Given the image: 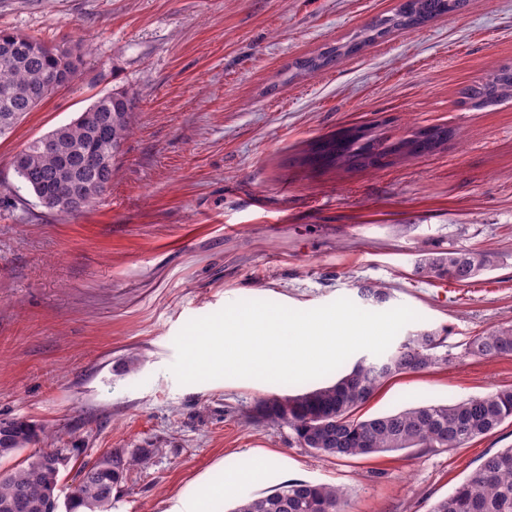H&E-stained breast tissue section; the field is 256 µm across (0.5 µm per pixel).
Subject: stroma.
<instances>
[{
	"mask_svg": "<svg viewBox=\"0 0 512 512\" xmlns=\"http://www.w3.org/2000/svg\"><path fill=\"white\" fill-rule=\"evenodd\" d=\"M401 0H0V30L81 44L77 78L0 138V419L51 429L80 463L113 450L138 464L111 512H178L232 482L226 512L289 480L337 485L346 512H431L512 422L452 451L354 459L299 447L252 418L257 400L307 390L222 378L180 384L174 339L190 320L263 300L310 310L360 286L413 309L396 335L448 332L447 363L383 383L363 416L453 403L512 386V355H463L512 324V99L461 105L464 85L512 65V0L395 32L309 72L297 59L351 40ZM114 90L135 98L112 185L76 215L47 210L15 155ZM442 125L447 143L374 170L315 161L353 126L388 142ZM485 250L467 284L422 280L423 251ZM133 369H125L127 359ZM268 465L249 481L255 456Z\"/></svg>",
	"mask_w": 512,
	"mask_h": 512,
	"instance_id": "stroma-1",
	"label": "stroma"
}]
</instances>
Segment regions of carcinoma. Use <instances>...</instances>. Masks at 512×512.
<instances>
[{
    "label": "carcinoma",
    "mask_w": 512,
    "mask_h": 512,
    "mask_svg": "<svg viewBox=\"0 0 512 512\" xmlns=\"http://www.w3.org/2000/svg\"><path fill=\"white\" fill-rule=\"evenodd\" d=\"M466 7V0H406L390 16L381 17L349 43L315 57L297 61L305 70L328 66L333 59L354 53L394 30L417 28L426 22ZM79 44H49L38 38L15 32L0 37V122L5 113L18 115L16 125L40 103L30 94L38 89L41 100L48 99L58 88L71 84L82 64ZM461 104L473 108L494 106L512 98V67L504 66L488 78L463 87ZM134 97L126 91H113L100 97L77 119L52 131L57 152H28L26 166L43 176L40 181L26 180L30 191L50 211L62 197L82 198L80 210L92 207L107 186L96 183L86 166H65L68 159L98 155L115 160L129 131ZM110 116L109 137L98 129L99 115ZM446 127H431L393 144L385 143L373 133L354 130L338 133L321 143L315 155L327 165L378 168L384 160L397 154H426L448 141ZM493 253L488 251L450 250L431 252L418 260L415 273L423 279L447 278L467 283L491 267ZM464 354L491 358L512 353V325L500 326L471 337L464 343ZM447 337L434 331L409 336L391 356L374 364L364 360L336 382L295 395H273L260 399L253 408L256 421L268 426L288 428L302 448L326 457L353 459L384 452L414 448L454 450L486 435L507 420H512V387H499L480 397L466 398L453 404H424L403 410L361 418L358 412L386 380L404 374L419 373L448 362ZM49 437L46 428L32 435L24 425L16 427L19 447ZM52 449L29 458L14 472L0 473V512H12L7 505L24 490L32 500L59 483L60 472L47 466ZM112 467H107V459ZM138 459L115 451L103 455L94 465L98 480L80 488V499L69 505V512H86L93 503L96 512H109L112 499L102 495L104 485H118ZM346 492L340 486L291 480L273 486L262 495L242 501L231 512H344ZM433 512H512V448H503L486 458L447 497L434 506Z\"/></svg>",
    "instance_id": "obj_1"
}]
</instances>
